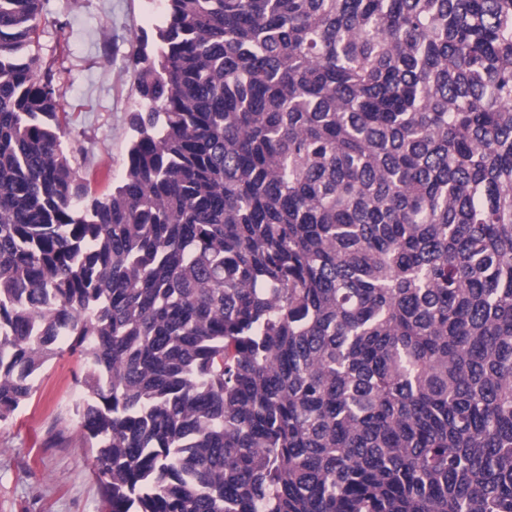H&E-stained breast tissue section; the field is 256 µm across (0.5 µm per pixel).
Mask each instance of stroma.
<instances>
[{"instance_id": "35a3bbf8", "label": "stroma", "mask_w": 512, "mask_h": 512, "mask_svg": "<svg viewBox=\"0 0 512 512\" xmlns=\"http://www.w3.org/2000/svg\"><path fill=\"white\" fill-rule=\"evenodd\" d=\"M156 0H48L40 58L53 63L69 114L65 144L82 158L95 195L122 175L140 107L133 62L136 37L155 34ZM79 354L49 361L32 396L0 423V512H108L96 480L95 449L81 439L73 407Z\"/></svg>"}]
</instances>
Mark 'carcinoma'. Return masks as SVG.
<instances>
[{"label":"carcinoma","instance_id":"obj_1","mask_svg":"<svg viewBox=\"0 0 512 512\" xmlns=\"http://www.w3.org/2000/svg\"><path fill=\"white\" fill-rule=\"evenodd\" d=\"M0 0V422L69 348L109 512H512V0H166L112 192Z\"/></svg>","mask_w":512,"mask_h":512}]
</instances>
